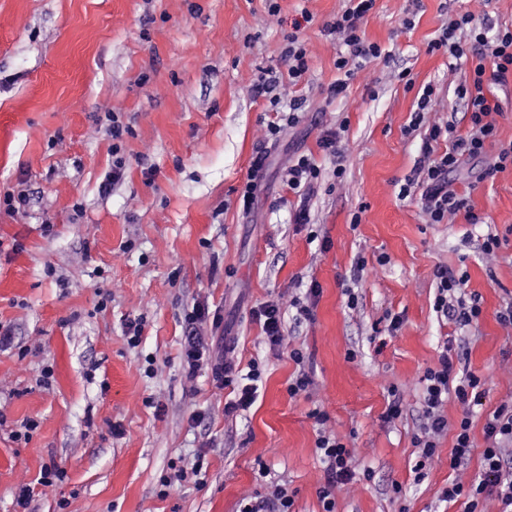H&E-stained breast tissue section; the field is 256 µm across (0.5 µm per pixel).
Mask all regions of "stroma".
I'll return each instance as SVG.
<instances>
[{"mask_svg": "<svg viewBox=\"0 0 512 512\" xmlns=\"http://www.w3.org/2000/svg\"><path fill=\"white\" fill-rule=\"evenodd\" d=\"M278 3L273 20L265 0H0V197L28 200L0 210V327L11 333L0 346V512H16L25 485L33 490L26 512H237L243 498L280 486L294 491L295 512H322L315 409L375 474L339 492L336 512H464L437 501L453 476L452 435L423 481L411 470L421 378L459 339L466 370L487 380L475 438L512 400V328L497 318L512 302V167L456 180L479 224L426 223L417 200L398 191L426 133L407 129L420 87L433 88L427 123L468 128L455 93L463 70L449 72L448 57L427 47L469 2L376 0L363 28L389 56L368 63L331 103L341 44L324 26L344 0ZM410 10L417 16L406 30ZM292 32L309 70L273 106L255 86L267 72L287 79ZM403 70L413 86L398 81ZM296 99L298 123L265 147L264 126ZM114 120L130 129L118 144L106 133ZM329 129L340 132L334 156L320 146ZM261 151L266 176L246 214L237 190ZM302 155L321 169L306 224L295 221L298 199L286 183ZM490 233L503 244L488 262L481 244ZM441 265L466 270L467 292L480 297L469 329L433 309ZM313 283L311 320L287 326L288 347L270 350L253 307L290 304ZM196 305L223 319L212 352L237 340L242 366L262 370L247 411L225 415L228 389L210 370L183 368L185 316ZM394 317L399 329L381 336ZM292 346L315 380L296 397ZM393 386L404 413L388 421ZM29 418L38 429L14 442L12 430ZM52 465L65 480L41 485ZM391 482L402 485L403 503L387 493Z\"/></svg>", "mask_w": 512, "mask_h": 512, "instance_id": "stroma-1", "label": "stroma"}]
</instances>
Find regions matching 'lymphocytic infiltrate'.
Instances as JSON below:
<instances>
[{"label": "lymphocytic infiltrate", "instance_id": "obj_1", "mask_svg": "<svg viewBox=\"0 0 512 512\" xmlns=\"http://www.w3.org/2000/svg\"><path fill=\"white\" fill-rule=\"evenodd\" d=\"M375 0H346L344 8L328 23L329 33L339 35L343 48L336 56V69L340 74L329 88L327 100L344 96L348 82L364 69L367 63L385 57L386 51L369 42L362 27L364 17L373 9ZM430 52L443 53L455 63H469L464 81L456 87L458 97L464 101L469 129L466 134L456 132L454 124L433 123L421 147L416 168L399 187L400 198H419L421 210L429 223L450 224L458 214H465L471 223L480 218L471 210L469 200L453 188L452 177L469 160L484 157L489 145H498L499 151L492 167L485 171L493 176L496 171L512 166V142L498 141V127L493 118L502 106L492 91L493 86L505 84L512 78V26H496L485 19H477L474 12L464 11L450 19L447 26L431 43ZM446 142L444 152H436L439 142ZM437 293L433 308L436 313L458 328L477 323L482 313L477 297L465 294L468 277L465 273L447 267L435 273ZM312 309L308 301L294 300L290 309L280 303L268 301L252 312L262 326L270 348L283 346L284 323L310 319ZM464 350L444 347L437 363L425 370L421 422L413 437L417 450L413 470L417 479H424L425 470L434 460L438 443L444 435H452L453 445L448 463L453 479L440 494V501L463 502L464 512H486L488 502H495L497 512H512V403L500 404L485 420L482 439L473 434V411L486 392L484 376L460 371L457 364ZM217 382L235 386L233 400L224 405L225 414H234L251 408L256 400V383L261 376L258 364H251L247 374H239L233 346H225L224 360L213 368ZM456 401L461 415L449 421L445 412L448 401ZM313 417L320 427L316 448L326 464L328 480L319 492L323 512H335L336 496L355 478L372 481L370 470H357L355 450L342 439L327 434L325 412L314 411ZM480 458L481 468L470 472L472 458Z\"/></svg>", "mask_w": 512, "mask_h": 512}]
</instances>
